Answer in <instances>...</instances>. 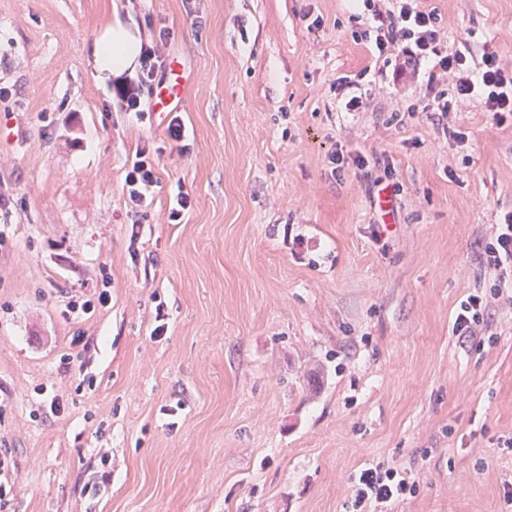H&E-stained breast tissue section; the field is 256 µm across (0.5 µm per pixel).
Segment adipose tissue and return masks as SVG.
Listing matches in <instances>:
<instances>
[{
    "label": "adipose tissue",
    "instance_id": "adipose-tissue-1",
    "mask_svg": "<svg viewBox=\"0 0 512 512\" xmlns=\"http://www.w3.org/2000/svg\"><path fill=\"white\" fill-rule=\"evenodd\" d=\"M141 43L130 23L114 17L95 40L93 55L100 80H108L134 65L139 57Z\"/></svg>",
    "mask_w": 512,
    "mask_h": 512
}]
</instances>
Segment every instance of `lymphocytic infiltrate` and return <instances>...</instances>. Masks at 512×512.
Returning a JSON list of instances; mask_svg holds the SVG:
<instances>
[{"label": "lymphocytic infiltrate", "mask_w": 512, "mask_h": 512, "mask_svg": "<svg viewBox=\"0 0 512 512\" xmlns=\"http://www.w3.org/2000/svg\"><path fill=\"white\" fill-rule=\"evenodd\" d=\"M359 19L363 25L361 40L368 42L376 59L392 66L393 81L406 86L419 84L421 63H429L431 72L424 86V107L433 123L450 139L464 140L463 132L453 129L448 118L467 102L485 108L496 125H503L512 115V69L503 66L497 50L489 41L466 38L458 49H449L438 30V17L424 10L420 0H394L383 10L378 0H362ZM158 43L142 45L138 58V86L118 89L117 105L124 112H140L143 102L139 90L153 86L165 75V62L159 42L167 41L170 32L160 29ZM159 150L153 143L137 146L128 162L125 190L135 216L130 226V241L138 243L152 190L158 183L155 158ZM335 170L352 166L367 182L369 197L381 194L397 196L401 192L394 182L393 161L384 153L370 157L346 158L343 151L329 155ZM483 264L491 282L490 288L469 294L456 312L452 332L459 342L475 340L483 331L488 311L495 305L512 301V211L504 213L495 225L491 240L484 247ZM349 512H388L389 507L403 502L418 492V484L408 472L385 463H377L352 474L349 482Z\"/></svg>", "instance_id": "f902f5d3"}]
</instances>
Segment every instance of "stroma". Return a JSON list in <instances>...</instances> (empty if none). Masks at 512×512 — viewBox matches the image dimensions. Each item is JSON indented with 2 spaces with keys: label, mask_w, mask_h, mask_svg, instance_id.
Listing matches in <instances>:
<instances>
[{
  "label": "stroma",
  "mask_w": 512,
  "mask_h": 512,
  "mask_svg": "<svg viewBox=\"0 0 512 512\" xmlns=\"http://www.w3.org/2000/svg\"><path fill=\"white\" fill-rule=\"evenodd\" d=\"M512 65V0H423ZM187 77L140 120L96 78L113 13ZM350 0H0V453L6 512H346L348 478L388 462L418 483L395 512H506L512 305L493 343L460 345L457 307L485 283L512 211V125L475 103L446 138L417 94L381 81ZM361 75L362 111L332 81ZM161 146L131 244L124 176ZM388 153L391 223L336 147ZM190 209L168 219L177 187ZM107 305L69 316V295ZM166 328L154 335L156 305ZM84 331L87 345L73 344ZM84 361L92 388L65 369ZM58 397L40 412L38 388ZM107 482H100L101 473ZM99 482L97 495L83 496Z\"/></svg>",
  "instance_id": "35a3bbf8"
}]
</instances>
